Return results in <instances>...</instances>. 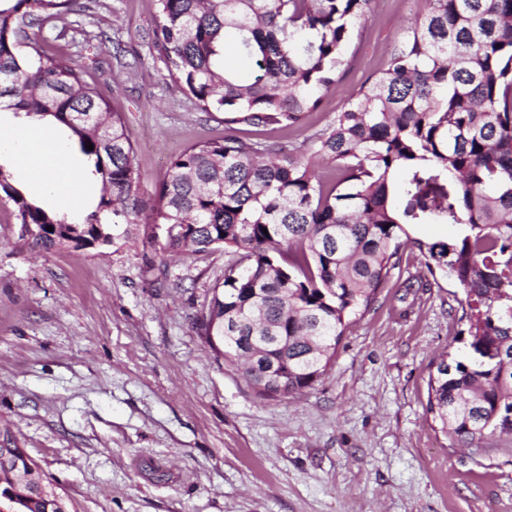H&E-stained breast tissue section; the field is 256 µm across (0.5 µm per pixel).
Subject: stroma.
Masks as SVG:
<instances>
[{"label":"stroma","instance_id":"1","mask_svg":"<svg viewBox=\"0 0 512 512\" xmlns=\"http://www.w3.org/2000/svg\"><path fill=\"white\" fill-rule=\"evenodd\" d=\"M85 2L46 35L122 114L149 201L187 146L223 137L224 115L169 77L154 0ZM422 11L378 0L308 123L247 137L306 155ZM12 212L0 201V441L40 464L69 512H512V433L462 448L428 411L431 374L465 350V295L417 249L402 248L318 381L264 397L198 329L230 253L33 249Z\"/></svg>","mask_w":512,"mask_h":512}]
</instances>
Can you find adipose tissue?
<instances>
[{"label":"adipose tissue","mask_w":512,"mask_h":512,"mask_svg":"<svg viewBox=\"0 0 512 512\" xmlns=\"http://www.w3.org/2000/svg\"><path fill=\"white\" fill-rule=\"evenodd\" d=\"M0 138L20 144V151L12 158L13 164L38 172L66 212H76L85 207V198L79 190L83 181L82 170L73 166L57 146L43 143L34 124L15 125L7 129L0 127Z\"/></svg>","instance_id":"ef3b65f1"}]
</instances>
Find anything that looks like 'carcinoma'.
<instances>
[{
  "label": "carcinoma",
  "instance_id": "1",
  "mask_svg": "<svg viewBox=\"0 0 512 512\" xmlns=\"http://www.w3.org/2000/svg\"><path fill=\"white\" fill-rule=\"evenodd\" d=\"M420 22L310 140V157L237 126L301 128L348 66L355 28L376 0H155L154 46L204 112L227 114L221 140L171 162L156 199L138 196L134 146L119 112L40 32L80 0L0 6V112L77 141L95 206L60 214L27 198L0 163V199L19 238L46 250L143 237L163 252L224 248L199 327L262 395H288L326 370L349 318L367 311L411 242L431 275L463 290L468 354L441 361L428 411L472 445L512 432V0H423ZM254 70L225 68L228 33ZM93 149H86V143ZM333 166L322 180L314 160ZM416 224H456L447 241ZM53 230H47V227ZM27 470L5 495L30 492Z\"/></svg>",
  "mask_w": 512,
  "mask_h": 512
}]
</instances>
